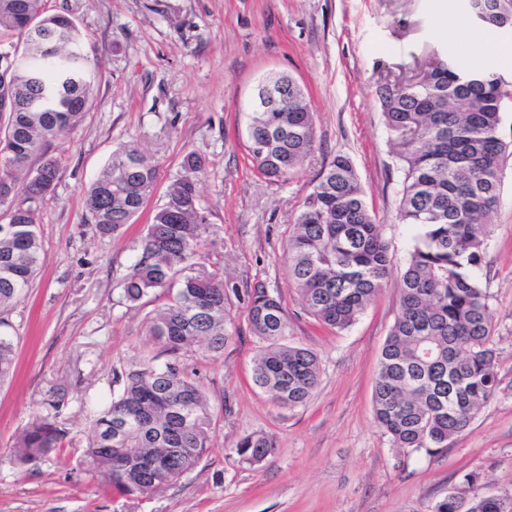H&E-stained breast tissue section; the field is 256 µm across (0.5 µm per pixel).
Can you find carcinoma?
<instances>
[{
	"label": "carcinoma",
	"mask_w": 512,
	"mask_h": 512,
	"mask_svg": "<svg viewBox=\"0 0 512 512\" xmlns=\"http://www.w3.org/2000/svg\"><path fill=\"white\" fill-rule=\"evenodd\" d=\"M482 27L512 29V0H470L466 18ZM61 40L40 50L30 27ZM17 38L25 58L0 76V97L18 111L0 123V198L14 204L0 224V306L30 287L41 264L36 212L30 203L50 198L58 161L48 144L77 127L89 108L93 73L73 20L49 14L43 0H0V38ZM288 103L248 112L247 149L259 172L274 183L299 173L316 143L304 90L290 76ZM385 125L402 175L399 223L413 230L397 282L399 308L382 347L372 392L377 423L396 448L435 455L464 432L499 386L498 349L487 295L478 272L485 258L491 216L500 199L512 142L500 137L502 114L512 108V81L472 68L438 50L408 76L378 88ZM44 155L35 169L29 161ZM186 175L169 187L122 280L134 306L162 291L168 300L146 319L156 357L116 373L121 391L97 411L87 456L111 486L140 496L174 484L207 450L213 425L206 395L182 356L195 346L221 355L239 335L235 302L244 304L251 334L262 343L252 379L281 408L304 405L318 385L320 362L311 350L288 343V310L281 293L257 282L239 290L202 252L205 217L193 174L202 170L185 154ZM155 168L133 143L112 158L84 199L96 232H121L154 190ZM22 201H16V198ZM288 279L304 310L337 330L352 326L388 284L394 259L350 158L338 154L305 198L285 254ZM12 340L0 335V384L13 375ZM66 430L37 416L19 436L21 462L44 457ZM271 437L248 433L236 444L240 460L262 462ZM432 512H502L497 500L476 493L466 504L445 496Z\"/></svg>",
	"instance_id": "cac0c4a2"
}]
</instances>
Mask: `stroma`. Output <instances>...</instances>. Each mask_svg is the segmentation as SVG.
<instances>
[{
    "label": "stroma",
    "instance_id": "35a3bbf8",
    "mask_svg": "<svg viewBox=\"0 0 512 512\" xmlns=\"http://www.w3.org/2000/svg\"><path fill=\"white\" fill-rule=\"evenodd\" d=\"M84 35L94 74L84 120L49 147L54 191L36 203L43 264L30 288L0 310L11 336L12 379L0 386V512H430L469 472L479 493L512 497V158L479 278L499 348V392L437 455L393 447L376 422L372 391L382 345L399 305L388 284L354 325L334 331L303 309L284 250L320 172L350 157L370 207L403 269L411 232L399 223L401 175L377 89L432 49L473 60L449 41L442 11L465 0H45ZM285 73L306 90L316 148L297 177L271 183L247 150V105L258 80ZM132 142L157 171L152 195L122 234L95 232L84 196L113 150ZM198 154L203 251L238 287L263 282L288 305L289 340L317 354L320 377L308 402L275 405L251 382L260 347L248 326L223 355L184 356L206 392L214 424L209 448L175 484L133 499L106 490L87 462L94 413L116 397V371L159 348L145 333L158 303L128 306L121 281L188 152ZM57 421L63 446L22 464L12 448L32 418ZM262 432L275 446L241 462L236 444Z\"/></svg>",
    "mask_w": 512,
    "mask_h": 512
}]
</instances>
